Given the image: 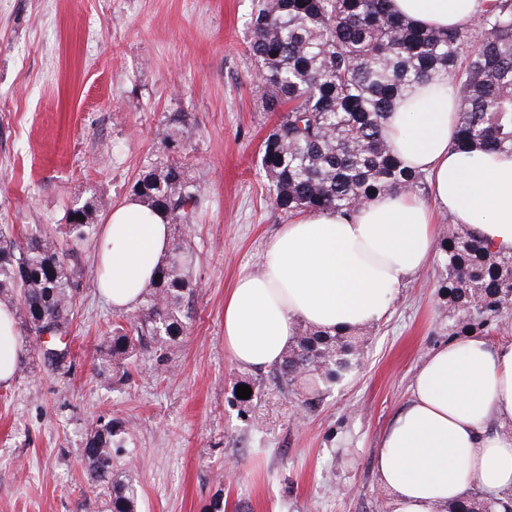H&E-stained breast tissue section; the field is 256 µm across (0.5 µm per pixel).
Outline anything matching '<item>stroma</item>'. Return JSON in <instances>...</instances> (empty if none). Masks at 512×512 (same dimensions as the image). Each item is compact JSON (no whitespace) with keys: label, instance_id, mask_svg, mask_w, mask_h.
Wrapping results in <instances>:
<instances>
[{"label":"stroma","instance_id":"obj_1","mask_svg":"<svg viewBox=\"0 0 512 512\" xmlns=\"http://www.w3.org/2000/svg\"><path fill=\"white\" fill-rule=\"evenodd\" d=\"M254 0H0V224L50 236L75 272L68 353L44 361L24 335L0 386V512H105L81 459L97 421L123 422L113 469L138 512H392L376 476L380 437L416 368L449 339L446 297L428 264L368 334L359 366L300 411L268 369L224 348V297L258 272L291 213L273 206L260 167L280 120L256 91L248 51ZM187 165L204 203L184 233L198 258L189 330L166 353L141 350L127 376L95 365L125 313L97 289V235L73 242L71 208L132 194L139 176ZM254 396L236 400L239 381Z\"/></svg>","mask_w":512,"mask_h":512}]
</instances>
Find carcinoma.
Listing matches in <instances>:
<instances>
[{
	"label": "carcinoma",
	"instance_id": "1",
	"mask_svg": "<svg viewBox=\"0 0 512 512\" xmlns=\"http://www.w3.org/2000/svg\"><path fill=\"white\" fill-rule=\"evenodd\" d=\"M389 0H256L249 51L260 65L263 108L282 113L263 143L261 167L270 199L293 213L348 215L372 195L416 192L425 176L403 164L385 135L387 116L419 84L455 82L459 96L457 148L512 155V0H492L466 29L422 28L394 15ZM147 206L175 227L193 223L200 185L183 164L163 163L133 186ZM101 201L70 211V232L82 241ZM83 218H77V215ZM439 292L455 325L490 335L512 314V251H494L467 229L448 224L436 246ZM195 252L172 236L159 279L134 316L112 328L96 375L110 381L141 349L165 352L186 335V298L194 295ZM73 270L41 234L0 235V298L18 312L28 334L46 328L65 334L73 307ZM359 336L302 326L279 364L282 387L300 381L318 404L319 389L340 382L360 358ZM122 432L113 421L91 430L83 449L87 476L106 497L107 512H136L137 491L112 470V448ZM509 512L498 497L455 505L458 512Z\"/></svg>",
	"mask_w": 512,
	"mask_h": 512
}]
</instances>
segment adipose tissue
I'll return each instance as SVG.
<instances>
[{
  "label": "adipose tissue",
  "mask_w": 512,
  "mask_h": 512,
  "mask_svg": "<svg viewBox=\"0 0 512 512\" xmlns=\"http://www.w3.org/2000/svg\"><path fill=\"white\" fill-rule=\"evenodd\" d=\"M490 0H390L425 27L463 28ZM456 91L416 88L391 112L386 133L400 159L426 174L432 205L382 194L344 216L298 215L268 241L259 272L224 298V348L250 369L277 365L298 324L348 332L380 321L403 282L436 250L435 218L448 213L494 250H512V156L456 147ZM170 247L166 215L137 198L101 227V295L114 311L137 306ZM23 340L15 312L0 306V386L13 381ZM393 512H443L471 484L512 496V342L452 338L421 360L410 396L375 454Z\"/></svg>",
  "instance_id": "ef3b65f1"
}]
</instances>
